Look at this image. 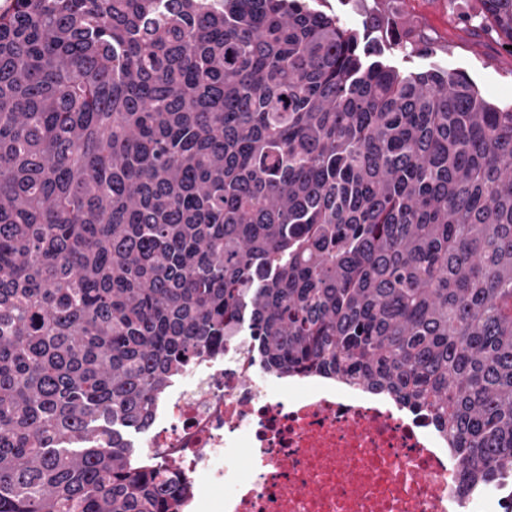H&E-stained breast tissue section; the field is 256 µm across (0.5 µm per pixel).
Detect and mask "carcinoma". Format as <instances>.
Returning a JSON list of instances; mask_svg holds the SVG:
<instances>
[{
    "label": "carcinoma",
    "mask_w": 512,
    "mask_h": 512,
    "mask_svg": "<svg viewBox=\"0 0 512 512\" xmlns=\"http://www.w3.org/2000/svg\"><path fill=\"white\" fill-rule=\"evenodd\" d=\"M399 0L364 31L401 27ZM512 46V0H476ZM311 0L0 8V512H175L124 436L243 334L512 475V106Z\"/></svg>",
    "instance_id": "cac0c4a2"
}]
</instances>
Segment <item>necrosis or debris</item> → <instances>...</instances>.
Here are the masks:
<instances>
[{
	"mask_svg": "<svg viewBox=\"0 0 512 512\" xmlns=\"http://www.w3.org/2000/svg\"><path fill=\"white\" fill-rule=\"evenodd\" d=\"M147 460L187 480L184 512H503L464 494L448 438L382 395L268 379L248 337L197 360L151 422ZM224 489L216 497L211 487Z\"/></svg>",
	"mask_w": 512,
	"mask_h": 512,
	"instance_id": "necrosis-or-debris-1",
	"label": "necrosis or debris"
}]
</instances>
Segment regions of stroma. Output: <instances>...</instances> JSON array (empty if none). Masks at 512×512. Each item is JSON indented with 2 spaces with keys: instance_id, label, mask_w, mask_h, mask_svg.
<instances>
[{
  "instance_id": "stroma-1",
  "label": "stroma",
  "mask_w": 512,
  "mask_h": 512,
  "mask_svg": "<svg viewBox=\"0 0 512 512\" xmlns=\"http://www.w3.org/2000/svg\"><path fill=\"white\" fill-rule=\"evenodd\" d=\"M419 35L434 51L411 57L391 51L396 31L378 35L384 60L399 69L420 72L433 67L465 74L491 103L512 104V53L476 31L470 22L451 18L448 0H411L405 9Z\"/></svg>"
}]
</instances>
